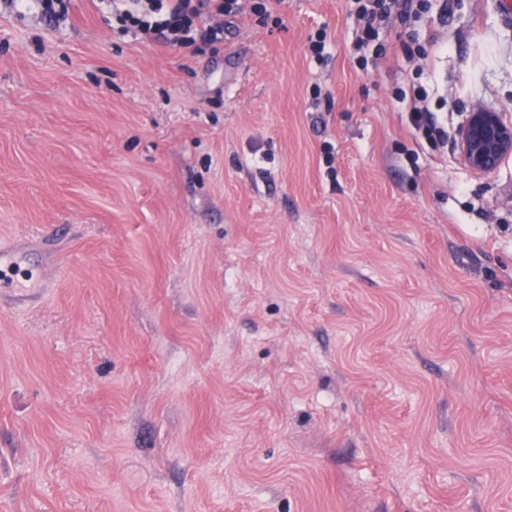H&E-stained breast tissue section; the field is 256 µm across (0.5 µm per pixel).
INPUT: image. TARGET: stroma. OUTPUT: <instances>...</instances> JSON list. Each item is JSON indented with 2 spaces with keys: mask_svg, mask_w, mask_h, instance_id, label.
Returning a JSON list of instances; mask_svg holds the SVG:
<instances>
[{
  "mask_svg": "<svg viewBox=\"0 0 512 512\" xmlns=\"http://www.w3.org/2000/svg\"><path fill=\"white\" fill-rule=\"evenodd\" d=\"M504 2L364 70L344 0L202 52L0 8V512H512V159L394 96L512 114ZM395 97L404 102L409 101L410 122L414 131L421 135L427 142L437 144L443 142L444 131L433 120L432 113L427 106L428 93L423 86L412 87V93L408 97L407 92L398 89ZM12 269H26L22 268L11 256L5 254L4 252H0V272L3 274L4 272L7 274L5 277H0V289L3 292L5 289L23 293L25 288H32L34 284V276H30L27 278H23L20 273L17 275L20 276V279L17 278V275H11L10 271ZM32 271L30 269H26Z\"/></svg>",
  "mask_w": 512,
  "mask_h": 512,
  "instance_id": "obj_1",
  "label": "stroma"
}]
</instances>
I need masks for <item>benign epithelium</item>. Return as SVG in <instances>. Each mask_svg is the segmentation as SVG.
I'll return each instance as SVG.
<instances>
[{
  "instance_id": "benign-epithelium-1",
  "label": "benign epithelium",
  "mask_w": 512,
  "mask_h": 512,
  "mask_svg": "<svg viewBox=\"0 0 512 512\" xmlns=\"http://www.w3.org/2000/svg\"><path fill=\"white\" fill-rule=\"evenodd\" d=\"M457 148L473 173L488 175L512 158V118L475 104L458 130Z\"/></svg>"
}]
</instances>
